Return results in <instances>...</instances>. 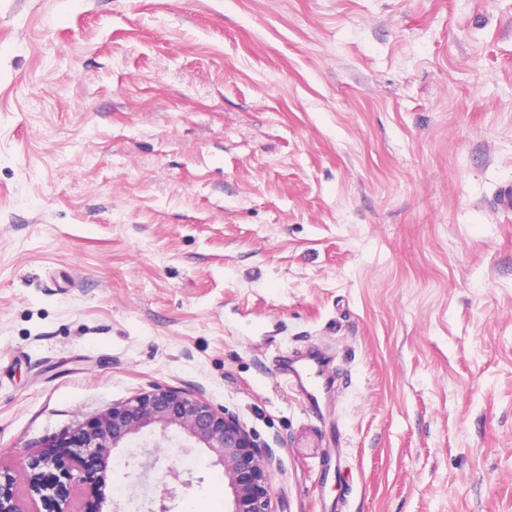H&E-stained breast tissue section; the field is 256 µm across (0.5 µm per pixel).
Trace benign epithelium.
Listing matches in <instances>:
<instances>
[{"instance_id": "1", "label": "benign epithelium", "mask_w": 512, "mask_h": 512, "mask_svg": "<svg viewBox=\"0 0 512 512\" xmlns=\"http://www.w3.org/2000/svg\"><path fill=\"white\" fill-rule=\"evenodd\" d=\"M171 427L216 455L231 489L230 512H277L273 455L234 414L174 388L155 387L26 450L24 485L0 462V512H101L96 496L111 451L144 429Z\"/></svg>"}]
</instances>
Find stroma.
<instances>
[{"mask_svg": "<svg viewBox=\"0 0 512 512\" xmlns=\"http://www.w3.org/2000/svg\"><path fill=\"white\" fill-rule=\"evenodd\" d=\"M505 184L512 0H0V458L162 385L277 512H512ZM110 460L102 512H230L185 434ZM300 362L299 367L296 363ZM324 362L314 351L301 352L296 358L283 357L279 360V370L285 379L288 376L296 382L311 407L318 405L319 390L324 377Z\"/></svg>", "mask_w": 512, "mask_h": 512, "instance_id": "1", "label": "stroma"}]
</instances>
